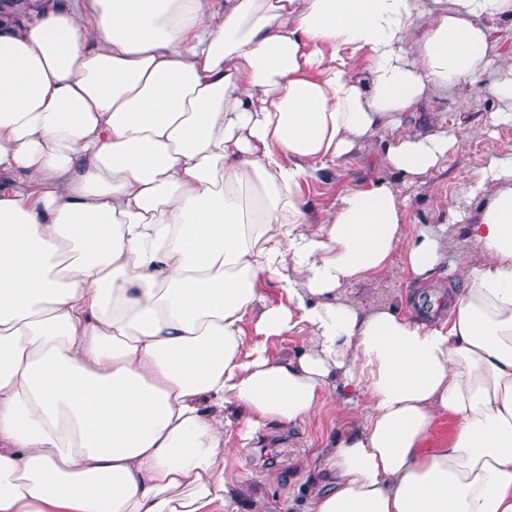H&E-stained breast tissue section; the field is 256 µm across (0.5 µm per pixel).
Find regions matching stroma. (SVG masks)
Wrapping results in <instances>:
<instances>
[{
	"mask_svg": "<svg viewBox=\"0 0 512 512\" xmlns=\"http://www.w3.org/2000/svg\"><path fill=\"white\" fill-rule=\"evenodd\" d=\"M496 78V66L488 65L474 83L453 88L447 97L429 105L430 111L444 114L449 128L466 147L449 154L443 168L426 184L410 188L405 230L412 234L426 224H447L448 249L452 252L457 250L460 236L456 225L447 222L450 207L467 192L482 158L512 151V125L491 131L485 127L490 112L499 107L490 91ZM370 173L363 159L353 158L336 167L326 180L309 183L306 192L316 205ZM411 293L397 256L386 269L350 289L351 297L361 304L401 308L407 307ZM336 429V403L330 400L296 430L269 428L238 447L232 467L242 490L240 512H303L305 491L316 474L321 444Z\"/></svg>",
	"mask_w": 512,
	"mask_h": 512,
	"instance_id": "1",
	"label": "stroma"
}]
</instances>
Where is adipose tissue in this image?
<instances>
[{
    "label": "adipose tissue",
    "mask_w": 512,
    "mask_h": 512,
    "mask_svg": "<svg viewBox=\"0 0 512 512\" xmlns=\"http://www.w3.org/2000/svg\"><path fill=\"white\" fill-rule=\"evenodd\" d=\"M512 0H83L0 34V512H214L234 440L338 399L305 512H512V152L427 109ZM378 176L312 206L341 160ZM416 311L352 285L394 252ZM298 346L270 354L273 337ZM453 419L449 440L432 430ZM497 68L490 63L477 80L448 91V97L435 99L430 112H442L457 137L466 142L463 151L449 154L443 168L425 185L411 187V203L406 215L405 231L414 234L424 224H444L448 218V252L458 249L457 225L450 224L449 208L465 194L480 160L493 153L512 151V125L486 131L485 121L500 104L490 92L497 78Z\"/></svg>",
    "instance_id": "adipose-tissue-1"
}]
</instances>
